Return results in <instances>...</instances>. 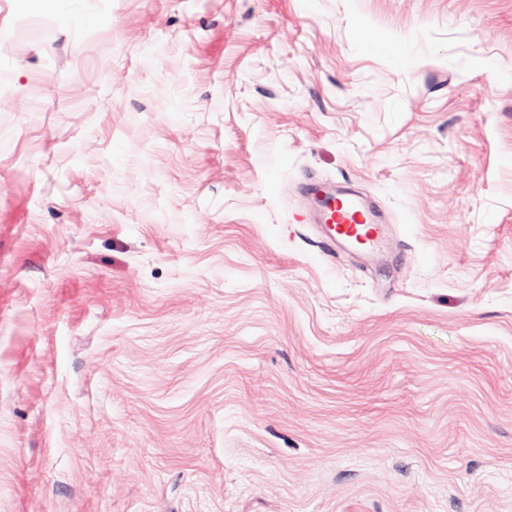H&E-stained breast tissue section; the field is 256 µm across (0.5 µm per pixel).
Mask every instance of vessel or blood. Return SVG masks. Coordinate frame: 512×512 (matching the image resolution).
<instances>
[{
    "instance_id": "b4317fda",
    "label": "vessel or blood",
    "mask_w": 512,
    "mask_h": 512,
    "mask_svg": "<svg viewBox=\"0 0 512 512\" xmlns=\"http://www.w3.org/2000/svg\"><path fill=\"white\" fill-rule=\"evenodd\" d=\"M322 227V244L327 256H334L344 244L366 252L380 249L385 226L374 213L350 194L316 184L311 188Z\"/></svg>"
}]
</instances>
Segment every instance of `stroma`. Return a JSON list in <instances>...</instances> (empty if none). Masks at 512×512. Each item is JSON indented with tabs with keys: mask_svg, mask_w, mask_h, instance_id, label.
Segmentation results:
<instances>
[{
	"mask_svg": "<svg viewBox=\"0 0 512 512\" xmlns=\"http://www.w3.org/2000/svg\"><path fill=\"white\" fill-rule=\"evenodd\" d=\"M46 4L0 0V512H512V0ZM316 201L322 244L328 257L336 254V244H345L366 252L380 249L385 240V224L348 193L321 184L311 188ZM336 200L340 201L336 204Z\"/></svg>",
	"mask_w": 512,
	"mask_h": 512,
	"instance_id": "stroma-1",
	"label": "stroma"
}]
</instances>
